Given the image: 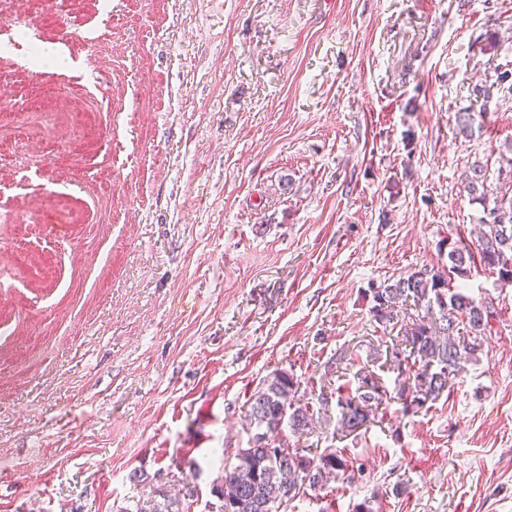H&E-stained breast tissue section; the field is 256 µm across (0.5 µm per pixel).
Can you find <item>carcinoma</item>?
<instances>
[{
	"label": "carcinoma",
	"instance_id": "1",
	"mask_svg": "<svg viewBox=\"0 0 512 512\" xmlns=\"http://www.w3.org/2000/svg\"><path fill=\"white\" fill-rule=\"evenodd\" d=\"M487 166L475 161L465 170L463 191L482 208V229L471 245L451 244L450 266L423 268L395 281L373 285L370 313L381 323L394 319V312L411 299L420 311L405 325L402 338L391 348L389 360L396 378L402 381L396 399L403 412L413 414L435 402L463 372L464 363L482 350L481 337L490 311L481 301L451 288V276H462L466 265L479 259L483 267L512 283V196L489 195ZM467 335L455 337L460 329ZM356 392L349 383L336 388L337 422L341 431L352 434L371 421V415L388 400V390L379 375L367 368L354 373ZM300 384L285 370L275 373L254 392L248 403L250 425L256 427L241 448L235 462L224 464L221 484L214 489L219 501L215 512H279L306 488L324 486V478L353 479L354 463L334 448H290L280 423L302 436L314 429V413L309 402L297 396ZM194 497V486L182 481L176 494L155 490V495L139 501L135 509L121 512H183V502Z\"/></svg>",
	"mask_w": 512,
	"mask_h": 512
}]
</instances>
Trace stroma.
I'll use <instances>...</instances> for the list:
<instances>
[{"label": "stroma", "mask_w": 512, "mask_h": 512, "mask_svg": "<svg viewBox=\"0 0 512 512\" xmlns=\"http://www.w3.org/2000/svg\"><path fill=\"white\" fill-rule=\"evenodd\" d=\"M71 65L0 56V512H208L288 370L317 402L400 326L367 289L448 262L512 144V0H0ZM489 97L475 95L478 87ZM477 117L472 137L455 116ZM430 408L290 447L362 471L286 512H512V283ZM155 495L142 502L139 500L135 510L123 509L121 512H183V502L194 497V486L188 479L182 480V489L177 494L157 489Z\"/></svg>", "instance_id": "1"}]
</instances>
